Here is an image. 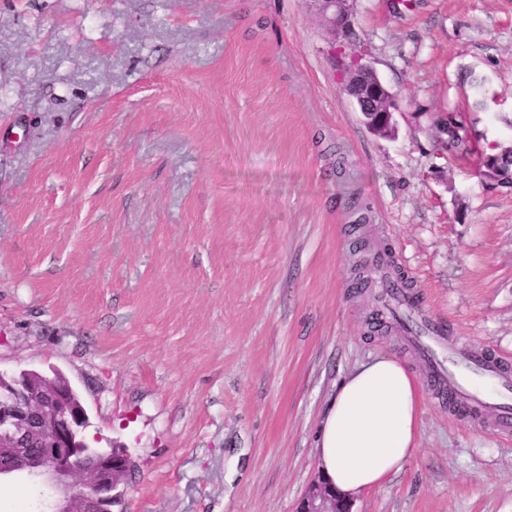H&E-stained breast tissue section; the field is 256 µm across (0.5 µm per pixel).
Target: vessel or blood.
Masks as SVG:
<instances>
[{
  "label": "vessel or blood",
  "mask_w": 512,
  "mask_h": 512,
  "mask_svg": "<svg viewBox=\"0 0 512 512\" xmlns=\"http://www.w3.org/2000/svg\"><path fill=\"white\" fill-rule=\"evenodd\" d=\"M420 332L412 343L431 365L429 377L446 393L454 415L479 421L493 413L496 430H512V376L471 348H448L443 328L425 313H418Z\"/></svg>",
  "instance_id": "1"
}]
</instances>
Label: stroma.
Here are the masks:
<instances>
[{
	"instance_id": "obj_1",
	"label": "stroma",
	"mask_w": 512,
	"mask_h": 512,
	"mask_svg": "<svg viewBox=\"0 0 512 512\" xmlns=\"http://www.w3.org/2000/svg\"><path fill=\"white\" fill-rule=\"evenodd\" d=\"M352 10L336 40L316 0H0V370L61 371L88 444L127 450L114 512H294L382 353L421 384L418 449L352 512H512V432L449 413L352 253L389 245L448 345L512 361V186L436 149L451 111L512 148V0ZM360 54L389 134L342 90ZM39 508L0 480V512Z\"/></svg>"
}]
</instances>
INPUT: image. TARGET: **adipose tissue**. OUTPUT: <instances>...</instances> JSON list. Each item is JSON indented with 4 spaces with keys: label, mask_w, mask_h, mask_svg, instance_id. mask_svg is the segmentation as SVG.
<instances>
[{
    "label": "adipose tissue",
    "mask_w": 512,
    "mask_h": 512,
    "mask_svg": "<svg viewBox=\"0 0 512 512\" xmlns=\"http://www.w3.org/2000/svg\"><path fill=\"white\" fill-rule=\"evenodd\" d=\"M420 393L414 373L381 355L348 374L316 439L323 476L341 497L384 486L417 445Z\"/></svg>",
    "instance_id": "ef3b65f1"
}]
</instances>
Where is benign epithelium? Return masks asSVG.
<instances>
[{
	"label": "benign epithelium",
	"instance_id": "obj_1",
	"mask_svg": "<svg viewBox=\"0 0 512 512\" xmlns=\"http://www.w3.org/2000/svg\"><path fill=\"white\" fill-rule=\"evenodd\" d=\"M333 37L352 27L350 0H316ZM374 71L358 57L346 71L343 91L351 97L375 132L391 128V92L384 83H367ZM71 384L63 377L0 373V443L8 457L0 459V476H19L47 494L45 512H113L132 462L120 450L89 447L82 433L88 426L82 403L70 401ZM296 512H350V502L336 496L319 479L311 484Z\"/></svg>",
	"mask_w": 512,
	"mask_h": 512
}]
</instances>
